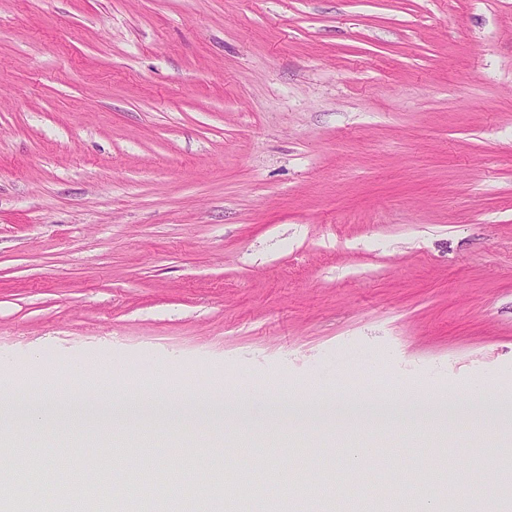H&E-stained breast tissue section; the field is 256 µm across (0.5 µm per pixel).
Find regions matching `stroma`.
Returning <instances> with one entry per match:
<instances>
[{"label": "stroma", "instance_id": "1", "mask_svg": "<svg viewBox=\"0 0 512 512\" xmlns=\"http://www.w3.org/2000/svg\"><path fill=\"white\" fill-rule=\"evenodd\" d=\"M141 377L239 423L71 418L98 512H145L130 448L179 457L143 471L176 512H364L394 474L438 493L392 512H512V428L469 398L512 396V0H0V396ZM369 392L457 400L337 427ZM9 434L41 502L63 448Z\"/></svg>", "mask_w": 512, "mask_h": 512}]
</instances>
